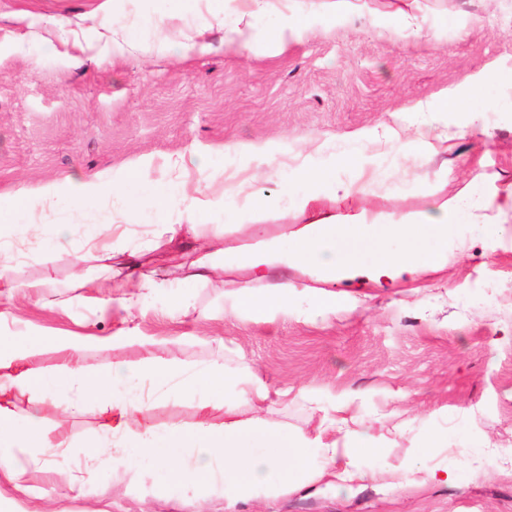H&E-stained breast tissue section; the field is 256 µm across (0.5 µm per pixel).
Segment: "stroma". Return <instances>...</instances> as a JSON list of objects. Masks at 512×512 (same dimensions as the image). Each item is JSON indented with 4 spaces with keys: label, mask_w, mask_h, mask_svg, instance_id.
I'll return each mask as SVG.
<instances>
[{
    "label": "stroma",
    "mask_w": 512,
    "mask_h": 512,
    "mask_svg": "<svg viewBox=\"0 0 512 512\" xmlns=\"http://www.w3.org/2000/svg\"><path fill=\"white\" fill-rule=\"evenodd\" d=\"M98 0H0V197L70 176L112 181L128 165L150 161V178L167 174V156L204 158L218 172L213 189L244 204L251 194L275 197L289 169L304 157L328 160L354 151L358 161L337 167L353 185L345 198L320 199L306 212L283 206L257 223L225 224L227 261L213 283L164 275L127 326L167 338L184 364L220 358L236 371L256 367L268 381L291 388L273 418L284 431L317 421L310 394L353 397L352 410L374 422L385 451L356 461L359 469L399 464L420 449L419 468H448L453 483L428 480L405 488L355 481L305 486L260 500L230 503L214 496L205 512H512V213L494 219L490 235L458 227L466 251L448 253L437 267L373 278L368 266L330 279L321 269L281 264L266 283L294 287L288 315L269 322L223 316L226 291L252 283L236 257L273 241H292L315 219L346 224L363 217L397 220L436 211L470 194L496 199L512 186V32L503 19L512 0H358L349 14L322 23V0H287L310 25L283 50L266 49L267 18L255 19L258 47L243 54L224 42V21L206 9L184 13L176 0H113L116 38L142 17L166 14L164 31H146L137 51L116 56L89 16ZM479 17V25L468 17ZM204 36L211 50L183 59L167 42ZM91 43L79 60H63L66 44ZM494 71L472 112H427L445 89L466 88ZM424 131L431 151L410 150ZM269 144L278 155L259 163L239 154L243 144ZM77 187L30 217L36 247L16 265L24 282L53 267L54 284L34 299L27 289L0 296V337L20 330L46 336L106 338L119 322L103 305L109 291L73 287L74 270L41 247L56 224H106L115 248L150 239L152 224L130 223L104 202L82 205ZM191 306L173 310L174 296ZM336 297L335 313L315 304ZM197 396L178 389L146 400L132 423L189 429ZM49 436L71 458L85 460L107 446L96 406L65 416L53 401L42 409ZM68 474L30 466L29 485L42 490L46 512H194L192 490L166 472L142 476L143 498L113 490L112 471L98 464L82 490L66 488Z\"/></svg>",
    "instance_id": "obj_1"
}]
</instances>
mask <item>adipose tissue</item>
I'll use <instances>...</instances> for the list:
<instances>
[{
  "label": "adipose tissue",
  "mask_w": 512,
  "mask_h": 512,
  "mask_svg": "<svg viewBox=\"0 0 512 512\" xmlns=\"http://www.w3.org/2000/svg\"><path fill=\"white\" fill-rule=\"evenodd\" d=\"M237 10L244 15L266 14L275 18L271 43L287 44L305 26V18L281 11L275 0H238ZM168 168L177 180L150 179L145 167L123 171L121 177L104 182L96 177L83 181V196L93 202L111 198L122 210L141 214L160 224L161 229L143 246L128 250L126 264L137 267L142 253L166 249L170 260L190 258L191 278L204 281L211 268L208 248L217 247V240H204L201 229L208 223L216 204H223L225 214L244 222L267 209L264 197L251 198L244 206L224 205L222 196L206 197L200 186L184 181L187 170L184 156L168 159ZM330 197L348 196L352 187L339 180L336 168L329 163L306 162L289 172L282 183L279 197L300 211H307L319 199L321 189ZM58 195L54 186L18 192L8 201L14 216L9 227L13 237L23 239L33 230L23 223V216L39 207L53 203ZM182 207L191 221L168 223L172 206ZM480 202L462 196L449 202L435 214L416 222H371L334 224L320 218L309 224L294 242L244 255V262L262 273L272 262L312 265L328 275L360 266L372 259L377 274L393 271L413 272L440 262L448 250L462 246L454 236L453 227L468 221L472 233L488 229L478 211ZM106 227L102 224H59L55 227L52 249L66 255V242L81 236L85 245L95 251L99 267L113 276L112 286L118 289L117 306L132 315L146 292L156 284L154 270L139 273L137 278L113 275L114 251L104 241ZM289 310L288 294L262 293L247 285L238 289L227 313L258 321L271 320ZM92 336H45L35 333L16 341L0 340V471L15 483H22L27 469L22 455L39 450L53 467L66 468L69 458L60 445L50 443L43 426L42 405L53 400L63 413L80 411L87 401H96L104 427L112 437L110 458L112 479L126 484L129 491H138L135 474L151 467L174 473L181 484L196 493L220 489L228 499L259 498L279 493L290 483H318L341 478L338 464L352 466L354 460L372 458L381 449L374 444L371 427L354 426L350 399L329 400L321 407L322 415L312 434L287 435L270 421L269 413L286 403L289 389L268 383L252 367H243L230 375L221 360H214L195 369H187L176 357L159 355L160 339L137 335L121 327L110 337L113 345L137 344L147 352L136 366H113L102 373L81 364L79 353L95 344ZM60 353L65 362L51 376H43L29 365L43 348ZM178 383L198 397L199 410H207L212 392L232 387L233 393L224 401V425L215 428L207 417H200L192 430L153 428L136 433L130 423L140 412L141 393L145 386L163 388ZM27 401L24 416L14 411L15 398ZM249 405L254 415L240 419L241 405Z\"/></svg>",
  "instance_id": "1"
}]
</instances>
